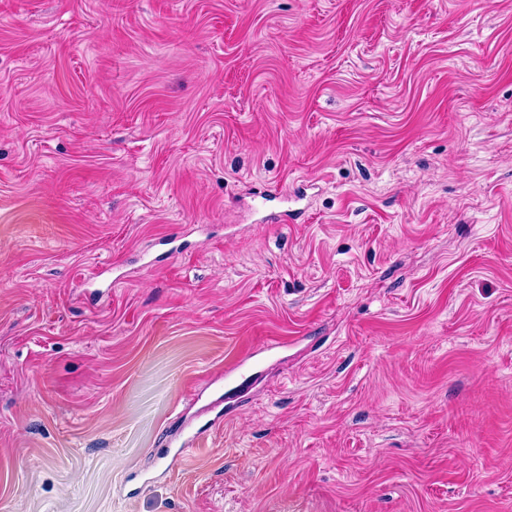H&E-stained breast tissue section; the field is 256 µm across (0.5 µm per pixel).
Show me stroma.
Returning <instances> with one entry per match:
<instances>
[{
	"label": "stroma",
	"instance_id": "obj_1",
	"mask_svg": "<svg viewBox=\"0 0 512 512\" xmlns=\"http://www.w3.org/2000/svg\"><path fill=\"white\" fill-rule=\"evenodd\" d=\"M0 512H512V0H0ZM251 358H247L244 360H240L234 365L228 367L224 372V380L225 387H228L226 393L230 395L240 396V394L245 393L243 387L240 384L233 385L236 383L238 378H243L246 373L253 370V366L249 364V360Z\"/></svg>",
	"mask_w": 512,
	"mask_h": 512
}]
</instances>
